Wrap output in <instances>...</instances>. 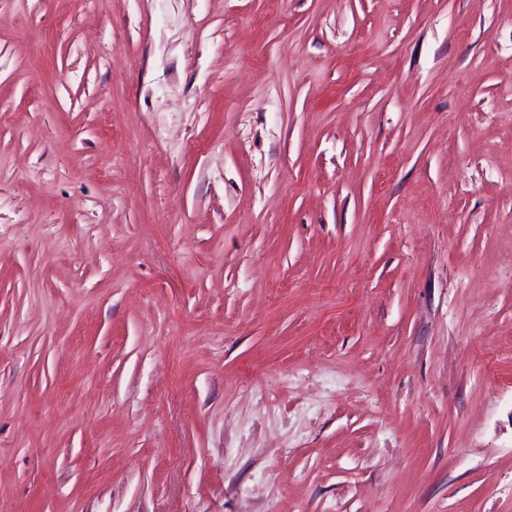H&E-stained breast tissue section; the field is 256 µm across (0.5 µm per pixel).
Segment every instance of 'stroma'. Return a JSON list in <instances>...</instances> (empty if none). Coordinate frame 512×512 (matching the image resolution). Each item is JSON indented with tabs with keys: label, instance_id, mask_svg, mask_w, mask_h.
<instances>
[{
	"label": "stroma",
	"instance_id": "obj_1",
	"mask_svg": "<svg viewBox=\"0 0 512 512\" xmlns=\"http://www.w3.org/2000/svg\"><path fill=\"white\" fill-rule=\"evenodd\" d=\"M0 512H512V0H0Z\"/></svg>",
	"mask_w": 512,
	"mask_h": 512
}]
</instances>
